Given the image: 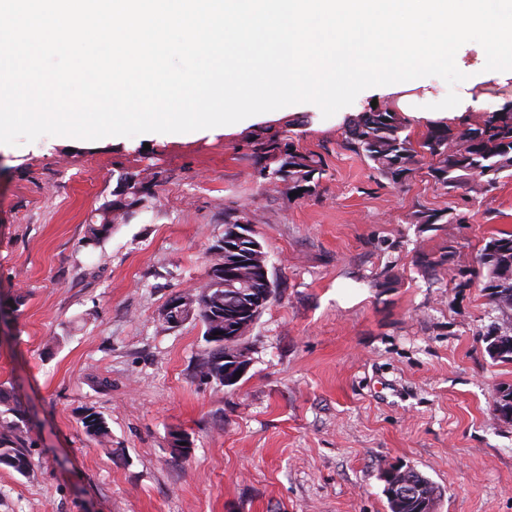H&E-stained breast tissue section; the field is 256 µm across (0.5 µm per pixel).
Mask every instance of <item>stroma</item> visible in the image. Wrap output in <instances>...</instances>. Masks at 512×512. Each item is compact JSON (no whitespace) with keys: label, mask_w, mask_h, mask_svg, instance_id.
<instances>
[{"label":"stroma","mask_w":512,"mask_h":512,"mask_svg":"<svg viewBox=\"0 0 512 512\" xmlns=\"http://www.w3.org/2000/svg\"><path fill=\"white\" fill-rule=\"evenodd\" d=\"M323 118L313 104L231 133L0 151V389L26 412L31 470L0 468V512H389L381 475L413 468L435 512H512V423L493 409L512 364L484 336L503 313L482 279L485 243L512 232V177L462 199L426 160L394 185L346 130L371 105ZM290 132L320 156L315 190L263 177L253 140ZM150 187L97 244L87 226L120 176ZM454 219L447 231L414 212ZM246 218L274 295L245 338L233 386L196 375L200 321L165 329L175 294L206 281L211 248ZM454 254L427 280L418 253ZM112 444L90 440L86 410ZM192 442L174 458V434Z\"/></svg>","instance_id":"stroma-1"}]
</instances>
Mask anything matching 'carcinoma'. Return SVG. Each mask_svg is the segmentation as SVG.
<instances>
[{
	"label": "carcinoma",
	"mask_w": 512,
	"mask_h": 512,
	"mask_svg": "<svg viewBox=\"0 0 512 512\" xmlns=\"http://www.w3.org/2000/svg\"><path fill=\"white\" fill-rule=\"evenodd\" d=\"M407 129L408 121L398 113L387 108L371 109L360 113L352 122L349 128L350 144L372 163L374 170L394 185H402L409 180L420 152L429 159V175L435 184L447 190L485 195L496 189L501 175L507 173L512 176V108L503 107L489 112L482 122L460 130L437 121L428 129L420 144V152L415 149ZM253 153L279 162L272 175L288 177L297 191H309L314 177L324 173L322 159L298 152L292 137L286 134L255 143ZM121 209L122 205L116 202L112 203V208L105 209L101 223L88 225L87 241L97 243L109 233L112 230L109 214ZM414 218L415 223L436 231L446 229L441 223L442 215L437 212L418 211ZM450 259L451 254L444 247L437 256L421 255L420 263L433 277L439 269L448 265ZM265 261V253L250 251V256L237 267L239 276L252 277ZM478 265L475 275L484 279V289L489 291V298L507 309L502 323L487 333L486 351L494 361L512 363V349L501 351L497 345L501 336L512 338V234L505 233L486 242ZM232 294L233 290L214 281L181 292V296L194 309V317L205 327L203 339L209 345V350L197 366V376L202 382L228 365L224 357H234L248 351L243 342V337L247 335L245 331L231 345L208 337L221 321L230 326L237 323ZM498 393L495 411L503 420L512 422V386H501ZM22 422L23 412L19 403L0 389V465L25 476L30 471V460L29 448L21 436ZM82 423L86 434L98 444L111 442V431L104 417H95L91 421L85 417ZM396 477H413L420 482L422 498L404 502L390 499V512H423L424 501L435 499V486L415 469L402 468Z\"/></svg>",
	"instance_id": "1"
}]
</instances>
